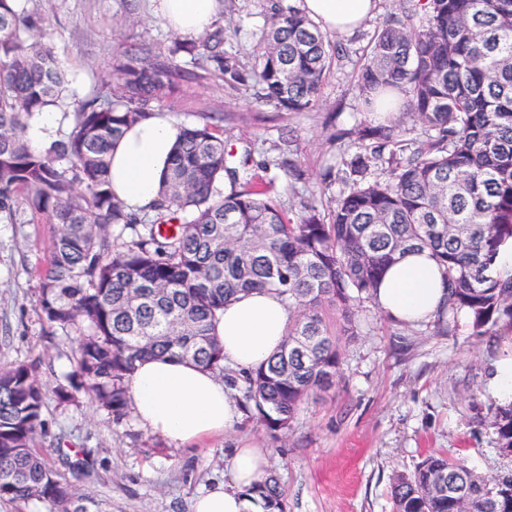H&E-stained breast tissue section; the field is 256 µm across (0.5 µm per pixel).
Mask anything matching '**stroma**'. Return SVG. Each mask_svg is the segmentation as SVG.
<instances>
[{"mask_svg":"<svg viewBox=\"0 0 512 512\" xmlns=\"http://www.w3.org/2000/svg\"><path fill=\"white\" fill-rule=\"evenodd\" d=\"M395 5L376 0L373 17L341 35L347 53L332 58L310 111L283 112L253 85L233 90L221 78L191 74L154 108L184 127L223 113L227 154L273 179L282 210L303 196L332 205L346 188L342 162L358 152L357 131L367 118L352 73ZM28 6L47 15L59 65L83 96L100 87L106 64L131 45L162 52L176 37L147 0H29ZM264 22L262 0H225L217 23L228 35L226 49L244 66L255 63ZM282 128L294 134L291 150L304 180L268 165ZM53 234L50 224L0 220V363L39 360L48 391L37 445L62 472L67 460L87 453L88 473L78 486L93 496L88 512H191L202 489L227 479L230 451L243 445L266 449L268 470L286 493V512H394L393 475L411 470L429 451L453 455L465 448L476 471L498 467L495 436L477 428L469 396L499 403L495 369L512 356V329L479 341L462 315L444 326L404 327L368 301L359 306L358 336L342 346V379L304 405L284 438L246 417L231 433L177 448L140 430L134 418L113 422L87 396L59 406L54 387L73 369L70 346L63 333H50L36 303Z\"/></svg>","mask_w":512,"mask_h":512,"instance_id":"stroma-1","label":"stroma"}]
</instances>
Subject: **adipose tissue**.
Returning a JSON list of instances; mask_svg holds the SVG:
<instances>
[{
  "label": "adipose tissue",
  "instance_id": "1",
  "mask_svg": "<svg viewBox=\"0 0 512 512\" xmlns=\"http://www.w3.org/2000/svg\"><path fill=\"white\" fill-rule=\"evenodd\" d=\"M222 0H152L154 13L175 33L193 38L216 22ZM375 0H303L306 14L327 33L357 28L375 12ZM180 127L170 116L155 114L136 122L113 147L109 175L112 190L128 212L153 210L162 176ZM448 292L429 252L405 255L384 274L375 301L385 315L417 324L436 317ZM289 313L280 296L267 290L238 295L218 317L216 335L224 362L250 370L271 359L283 344ZM127 391L132 416L146 433L179 447L232 431L243 415L221 379L200 366L168 356L136 362ZM264 449H233L230 480L206 489L193 512H253L247 491L267 473Z\"/></svg>",
  "mask_w": 512,
  "mask_h": 512
}]
</instances>
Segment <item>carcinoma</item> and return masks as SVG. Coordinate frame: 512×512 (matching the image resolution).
Here are the masks:
<instances>
[{
	"label": "carcinoma",
	"instance_id": "carcinoma-1",
	"mask_svg": "<svg viewBox=\"0 0 512 512\" xmlns=\"http://www.w3.org/2000/svg\"><path fill=\"white\" fill-rule=\"evenodd\" d=\"M265 13L250 71L224 49L218 26L163 56L146 45L123 51L116 82L81 97L58 67L48 17L0 0V217L57 226L37 306L71 342L59 403L83 393L120 423L135 363L168 355L217 373L269 434L285 433L306 401L342 378L341 343L358 335V305L415 250L431 253L448 289L437 320L463 313L478 340L512 328V277L493 275L512 242V0H398L384 15L352 78L367 110L380 89L404 101L387 123L359 130L360 150L343 161L350 190L332 207L302 199L285 216L273 181H240L220 126L208 122L183 128L151 223L114 196L110 148L185 64L228 87L252 82L285 112L315 107L327 34L296 0H265ZM45 111L60 113L64 128L37 151L28 130ZM292 142L281 133L275 166L299 180ZM372 167L383 178L367 179ZM226 181L241 189L224 193ZM114 227L130 237L117 242ZM254 289L282 298L288 338L267 364L239 373L224 365L215 321ZM45 395L37 361L0 366V501L87 512L88 496L34 448ZM479 420L493 429L503 467L483 474L463 454L429 452L394 475L396 512H512V404ZM251 492L265 512H286L274 475Z\"/></svg>",
	"mask_w": 512,
	"mask_h": 512
}]
</instances>
